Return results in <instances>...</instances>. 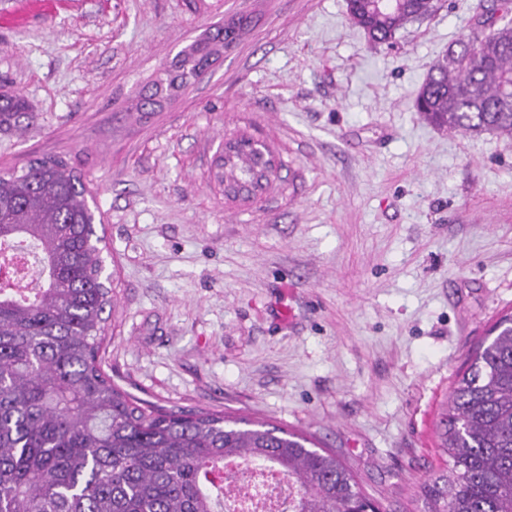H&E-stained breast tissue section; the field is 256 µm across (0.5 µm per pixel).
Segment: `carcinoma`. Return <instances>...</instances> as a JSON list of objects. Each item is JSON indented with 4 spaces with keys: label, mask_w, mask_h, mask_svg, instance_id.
Here are the masks:
<instances>
[{
    "label": "carcinoma",
    "mask_w": 512,
    "mask_h": 512,
    "mask_svg": "<svg viewBox=\"0 0 512 512\" xmlns=\"http://www.w3.org/2000/svg\"><path fill=\"white\" fill-rule=\"evenodd\" d=\"M438 0H357L350 21L368 48L390 44ZM248 17L205 32L157 72L131 110L162 108L207 66L213 45ZM431 65L415 107L439 129L512 137V26L472 27ZM27 105L0 95V125ZM224 157V182L252 175ZM95 214L81 178L60 158L0 175V250L35 251L46 278L0 286V512H226L231 460L271 462L294 486L288 512H380L336 454L274 424L220 412H176L122 390L102 368L103 314L114 288L102 277ZM449 465L423 481L424 512H512V313L469 352L441 421Z\"/></svg>",
    "instance_id": "carcinoma-1"
}]
</instances>
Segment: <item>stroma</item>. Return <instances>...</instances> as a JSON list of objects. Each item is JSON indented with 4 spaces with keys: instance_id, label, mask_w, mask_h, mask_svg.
<instances>
[{
    "instance_id": "1",
    "label": "stroma",
    "mask_w": 512,
    "mask_h": 512,
    "mask_svg": "<svg viewBox=\"0 0 512 512\" xmlns=\"http://www.w3.org/2000/svg\"><path fill=\"white\" fill-rule=\"evenodd\" d=\"M491 0H441L369 49L345 0H59L0 27V174L59 157L117 264L103 368L170 409L304 433L382 512H421L445 466L457 373L512 307V138L414 106ZM252 28L162 111L126 115L154 71L225 16ZM246 130L276 192L225 196L217 149ZM26 112V102L20 95L8 93L0 95V125L4 122L19 123L20 117H24Z\"/></svg>"
}]
</instances>
